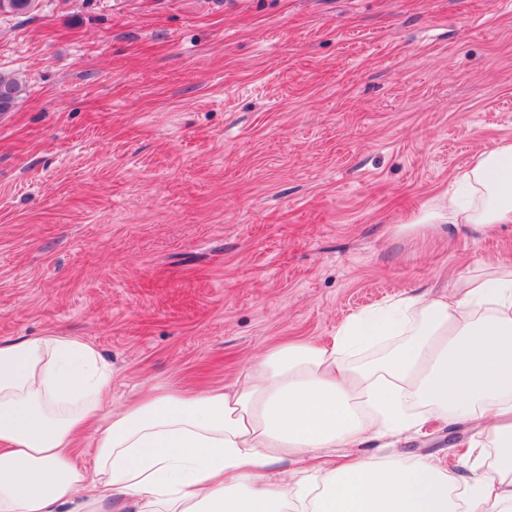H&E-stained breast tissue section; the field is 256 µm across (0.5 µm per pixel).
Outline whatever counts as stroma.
Returning <instances> with one entry per match:
<instances>
[{"label": "stroma", "instance_id": "1", "mask_svg": "<svg viewBox=\"0 0 512 512\" xmlns=\"http://www.w3.org/2000/svg\"><path fill=\"white\" fill-rule=\"evenodd\" d=\"M0 71V341L90 344L110 406L512 259V224H420L512 139V0H38ZM476 430L362 451L463 474ZM22 91L16 78L0 72V114L12 111Z\"/></svg>", "mask_w": 512, "mask_h": 512}]
</instances>
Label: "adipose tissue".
I'll return each mask as SVG.
<instances>
[{
    "instance_id": "1",
    "label": "adipose tissue",
    "mask_w": 512,
    "mask_h": 512,
    "mask_svg": "<svg viewBox=\"0 0 512 512\" xmlns=\"http://www.w3.org/2000/svg\"><path fill=\"white\" fill-rule=\"evenodd\" d=\"M463 179L431 221L512 223V140ZM109 384L83 341L0 342V512H512V261H484L442 295L398 294L329 342L269 351L221 391L152 390L111 409ZM430 412L482 420L469 476L426 457L334 463L337 449L422 433ZM85 432L90 471L69 455Z\"/></svg>"
}]
</instances>
